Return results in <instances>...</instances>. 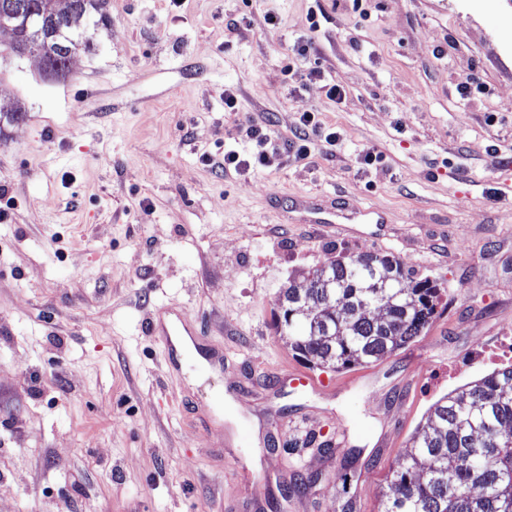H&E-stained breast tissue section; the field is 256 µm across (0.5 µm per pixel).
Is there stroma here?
I'll list each match as a JSON object with an SVG mask.
<instances>
[{
	"label": "stroma",
	"mask_w": 512,
	"mask_h": 512,
	"mask_svg": "<svg viewBox=\"0 0 512 512\" xmlns=\"http://www.w3.org/2000/svg\"><path fill=\"white\" fill-rule=\"evenodd\" d=\"M106 12L66 77L0 57V111L25 109L0 125L14 201L0 218V507L341 512L345 470L357 512H383L431 405L512 364V0H107ZM306 37L308 66L341 101L287 71ZM310 110L334 149L224 172L246 118L285 138ZM368 149L378 163L364 164ZM298 200L381 221L304 224ZM375 251L444 288L439 316L373 363L310 367L275 328L280 289ZM166 308L196 320L219 370L190 356L167 370L148 331ZM299 374L313 384L293 385Z\"/></svg>",
	"instance_id": "obj_1"
}]
</instances>
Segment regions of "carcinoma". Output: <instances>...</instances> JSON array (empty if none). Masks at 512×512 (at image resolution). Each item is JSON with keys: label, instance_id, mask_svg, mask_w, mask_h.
I'll use <instances>...</instances> for the list:
<instances>
[{"label": "carcinoma", "instance_id": "1", "mask_svg": "<svg viewBox=\"0 0 512 512\" xmlns=\"http://www.w3.org/2000/svg\"><path fill=\"white\" fill-rule=\"evenodd\" d=\"M106 0H0V24L68 74L71 52L88 44L86 27ZM36 11L39 31H25ZM290 284L277 299L288 343L308 361L345 369L419 336L437 316L442 288L417 278L385 253L334 260ZM384 512H512V365L440 397L384 492Z\"/></svg>", "mask_w": 512, "mask_h": 512}]
</instances>
